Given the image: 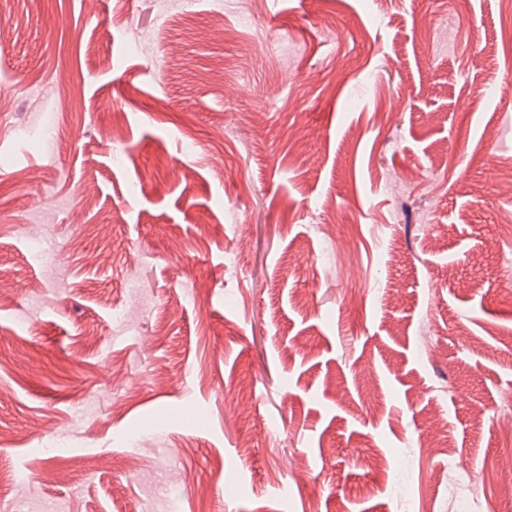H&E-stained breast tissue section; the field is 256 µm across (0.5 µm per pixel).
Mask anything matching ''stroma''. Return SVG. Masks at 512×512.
<instances>
[{
  "label": "stroma",
  "mask_w": 512,
  "mask_h": 512,
  "mask_svg": "<svg viewBox=\"0 0 512 512\" xmlns=\"http://www.w3.org/2000/svg\"><path fill=\"white\" fill-rule=\"evenodd\" d=\"M510 15L0 0V512H512Z\"/></svg>",
  "instance_id": "1"
}]
</instances>
